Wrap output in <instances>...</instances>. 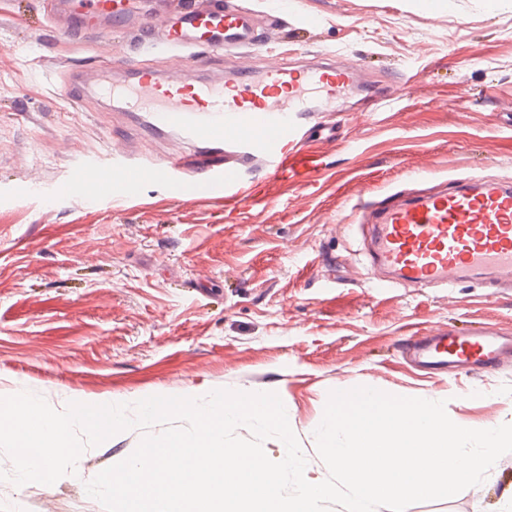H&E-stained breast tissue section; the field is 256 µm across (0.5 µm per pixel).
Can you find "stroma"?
Masks as SVG:
<instances>
[{
    "mask_svg": "<svg viewBox=\"0 0 512 512\" xmlns=\"http://www.w3.org/2000/svg\"><path fill=\"white\" fill-rule=\"evenodd\" d=\"M260 44L229 50L220 82L276 63L358 70L332 102L314 97L307 149L325 175L265 208L218 205L142 181L124 208L56 194L93 159L159 167L190 143L98 95L69 99L75 64L108 58L196 79L184 52H148L135 28L58 35L44 0H0V395L55 409L226 388L274 392L307 459L329 391L366 385L445 401L474 428L512 424V365L435 376L401 356L416 330L482 324L512 335V295L475 283L376 287L358 202L473 176L512 183V0H248ZM376 91L388 101L358 108ZM132 428L87 449L52 489L53 512H105L88 473L127 458ZM512 452L484 482L407 512H505ZM0 512H46L43 487L0 481Z\"/></svg>",
    "mask_w": 512,
    "mask_h": 512,
    "instance_id": "1",
    "label": "stroma"
}]
</instances>
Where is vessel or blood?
Listing matches in <instances>:
<instances>
[{
	"instance_id": "b4317fda",
	"label": "vessel or blood",
	"mask_w": 512,
	"mask_h": 512,
	"mask_svg": "<svg viewBox=\"0 0 512 512\" xmlns=\"http://www.w3.org/2000/svg\"><path fill=\"white\" fill-rule=\"evenodd\" d=\"M104 19L117 25L149 23L140 0H75L66 33L96 32ZM258 43L247 14L225 8L223 0H213L205 12L185 7L156 41L165 49L196 50L195 61L203 67L210 64L211 54ZM356 80L350 67L298 69L278 64L244 79L182 84L152 68H139L132 88L111 85L108 94L150 105L162 126L178 130L204 149L191 157L170 158L151 173L135 164L123 165L117 174L102 164L97 173L104 183L117 177L127 187L151 175L172 192L199 202L266 205L282 187L308 184L323 174L319 155L302 146L305 124L300 105L305 92L331 97ZM233 126L250 127L254 133L234 140V158L229 161L224 137ZM251 162L266 168V182L258 189L242 179V165ZM361 209L369 226L367 260L378 287L400 283L452 289L478 282L512 291V185L471 178L423 194L393 192ZM401 350L422 369L488 374L512 361V336L482 328L459 334L416 333Z\"/></svg>"
}]
</instances>
